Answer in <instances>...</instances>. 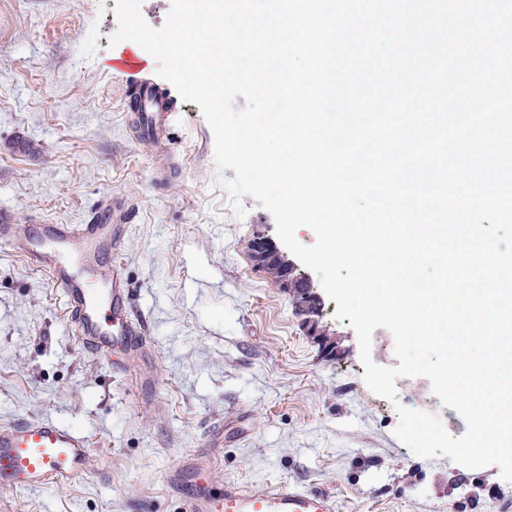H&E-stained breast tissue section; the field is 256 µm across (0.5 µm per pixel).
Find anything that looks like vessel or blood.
Segmentation results:
<instances>
[{"label": "vessel or blood", "instance_id": "b4317fda", "mask_svg": "<svg viewBox=\"0 0 512 512\" xmlns=\"http://www.w3.org/2000/svg\"><path fill=\"white\" fill-rule=\"evenodd\" d=\"M119 66L132 76L124 94L142 118L143 133L166 135L170 96L149 81L135 56L122 58ZM130 222L127 201L115 196L86 224H41L25 237L16 225L0 224V242L24 253L61 287L68 321L85 348L99 357H111L120 348L138 351L146 343V328L134 311L120 263H113L107 276L92 277L102 254L118 255ZM89 460L87 438L72 427L44 419L0 425V486L27 490L63 484L84 473ZM202 463V457H190L169 474L168 484L186 512H334L330 494L287 481L257 491L228 480L223 493L213 495L206 485L185 478Z\"/></svg>", "mask_w": 512, "mask_h": 512}]
</instances>
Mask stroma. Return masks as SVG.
Returning a JSON list of instances; mask_svg holds the SVG:
<instances>
[{
    "mask_svg": "<svg viewBox=\"0 0 512 512\" xmlns=\"http://www.w3.org/2000/svg\"><path fill=\"white\" fill-rule=\"evenodd\" d=\"M116 0H0V218L83 224L108 196L137 217L119 262L148 327L147 357L92 355L61 289L22 254L0 248V424L52 419L91 448L88 469L36 490L0 487L9 512H185L168 468L224 446L198 481L254 489L285 480L323 490L335 512H512L500 469L415 455L394 435L397 405L425 409L432 390L398 403L363 380L355 331L322 297L341 341L323 357L288 295L254 268L256 231L273 215L252 197L237 216L200 108L177 101L170 152L134 137L123 76L112 67Z\"/></svg>",
    "mask_w": 512,
    "mask_h": 512,
    "instance_id": "1",
    "label": "stroma"
}]
</instances>
